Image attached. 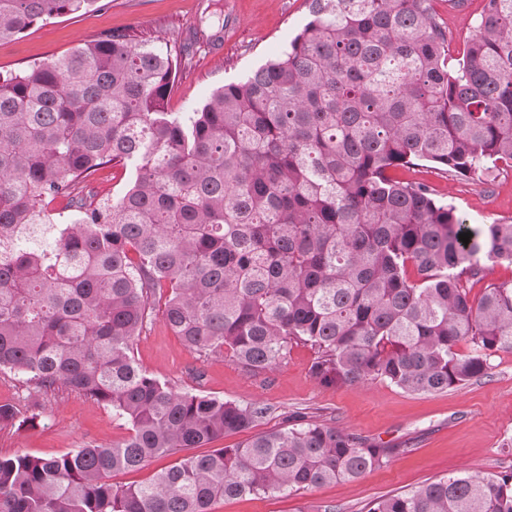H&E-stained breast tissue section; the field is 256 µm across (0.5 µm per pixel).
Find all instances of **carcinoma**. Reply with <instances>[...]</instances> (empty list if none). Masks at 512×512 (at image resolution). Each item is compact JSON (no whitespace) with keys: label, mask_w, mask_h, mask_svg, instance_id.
<instances>
[{"label":"carcinoma","mask_w":512,"mask_h":512,"mask_svg":"<svg viewBox=\"0 0 512 512\" xmlns=\"http://www.w3.org/2000/svg\"><path fill=\"white\" fill-rule=\"evenodd\" d=\"M98 2L0 0V40ZM307 2L280 56L180 115L167 108L170 50L124 33L0 74V369L36 393L67 385L130 426L117 445L0 457V512H210L354 480L396 453L300 416L113 485L115 471L269 412L179 393L138 366L161 289L164 323L188 347L261 372L306 344L327 385L432 394L512 351V280L471 297L485 263L512 267V224H471L428 184L390 174L485 184L512 168V0H484L459 58L433 0ZM114 164L131 181L92 204L83 189ZM56 200L64 221L48 211ZM367 512H512V472H461Z\"/></svg>","instance_id":"carcinoma-1"}]
</instances>
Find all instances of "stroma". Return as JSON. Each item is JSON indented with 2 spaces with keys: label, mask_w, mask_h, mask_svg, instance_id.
Here are the masks:
<instances>
[{
  "label": "stroma",
  "mask_w": 512,
  "mask_h": 512,
  "mask_svg": "<svg viewBox=\"0 0 512 512\" xmlns=\"http://www.w3.org/2000/svg\"><path fill=\"white\" fill-rule=\"evenodd\" d=\"M482 6L483 0H464L459 8L436 0L453 56L462 55ZM308 20L306 0H106L104 7L40 22L0 41V72L60 55L106 31H125L168 47L177 59L168 109L190 112L217 88L278 57ZM395 175L427 182L470 223H512L511 168L485 184L453 180L427 167ZM134 354L144 371L178 392L269 407L251 432L227 435L220 447L304 413L398 451L386 466L355 481L225 499L211 512H366L373 501L451 474L512 472V351L493 357L488 376L434 394L408 393L384 381L328 386L311 377L315 353L308 346L290 345L278 368L255 374L227 354L199 355L165 327L156 309ZM0 402L21 411L15 425L0 429V456L52 458L89 443L118 444L130 433L104 404L66 387L30 393L7 369L0 370Z\"/></svg>",
  "instance_id": "1"
}]
</instances>
